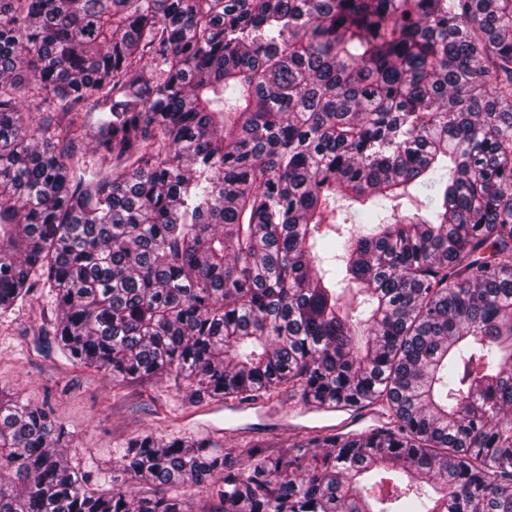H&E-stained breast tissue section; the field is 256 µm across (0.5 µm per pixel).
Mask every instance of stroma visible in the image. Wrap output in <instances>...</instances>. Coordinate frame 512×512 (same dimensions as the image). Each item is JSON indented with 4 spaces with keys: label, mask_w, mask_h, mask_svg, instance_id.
Returning a JSON list of instances; mask_svg holds the SVG:
<instances>
[{
    "label": "stroma",
    "mask_w": 512,
    "mask_h": 512,
    "mask_svg": "<svg viewBox=\"0 0 512 512\" xmlns=\"http://www.w3.org/2000/svg\"><path fill=\"white\" fill-rule=\"evenodd\" d=\"M55 323L46 288L34 289L26 300L0 312V397L50 407L70 436L64 445L68 461L85 471L91 488L100 492L111 490L124 444L146 432L217 435L227 448L250 444L277 452L329 425L356 432L376 423L369 408L324 413L285 394L279 397L280 418L272 421L252 411L225 412L217 400L191 402L163 381L115 382L68 358L58 346Z\"/></svg>",
    "instance_id": "1"
}]
</instances>
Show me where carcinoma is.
<instances>
[{"instance_id":"1","label":"carcinoma","mask_w":512,"mask_h":512,"mask_svg":"<svg viewBox=\"0 0 512 512\" xmlns=\"http://www.w3.org/2000/svg\"><path fill=\"white\" fill-rule=\"evenodd\" d=\"M39 274L114 381L384 422L98 493L0 400V512H512V0H0V308Z\"/></svg>"}]
</instances>
